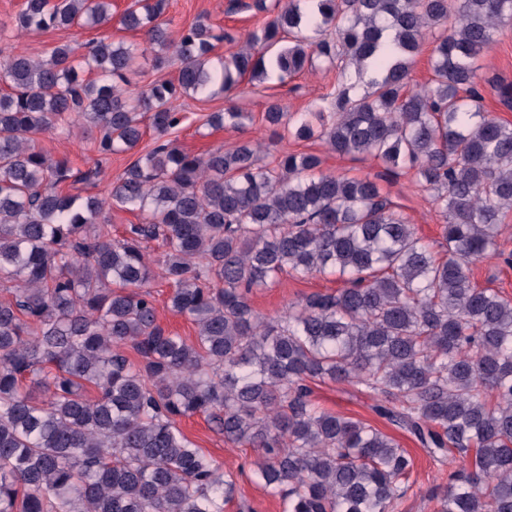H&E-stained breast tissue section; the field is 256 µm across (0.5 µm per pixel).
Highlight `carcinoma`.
Segmentation results:
<instances>
[{
  "label": "carcinoma",
  "mask_w": 512,
  "mask_h": 512,
  "mask_svg": "<svg viewBox=\"0 0 512 512\" xmlns=\"http://www.w3.org/2000/svg\"><path fill=\"white\" fill-rule=\"evenodd\" d=\"M300 2L278 0L216 64L223 34L199 19L175 35L164 0H136L120 25L144 45L63 44L0 70V512H224L234 480L177 426L196 414L258 451L255 474L283 512H398L411 456L321 408L311 382L360 386L435 461L459 455L429 494L435 512H512V297L471 273L498 254L512 213V123L483 108L478 74L512 0H317L311 13ZM111 21L112 0H25L17 30ZM432 30V77L412 88ZM150 50L178 65L177 82L132 92ZM316 57L359 71L372 61L379 76L364 94L338 80L322 110L298 119L272 104L264 121L370 155L387 174L413 171L446 219L445 252L375 179L326 173L315 154L267 163L249 141L192 154L167 140L137 151L99 197L67 191L90 173L30 145L88 125L101 154L136 151L144 115L161 138L179 123V97L224 93L245 75L283 82ZM245 118L214 112L207 124ZM109 209L138 210L142 223L115 241ZM283 274L346 287L260 317L251 294ZM158 275L194 340L158 321L146 290Z\"/></svg>",
  "instance_id": "cac0c4a2"
}]
</instances>
